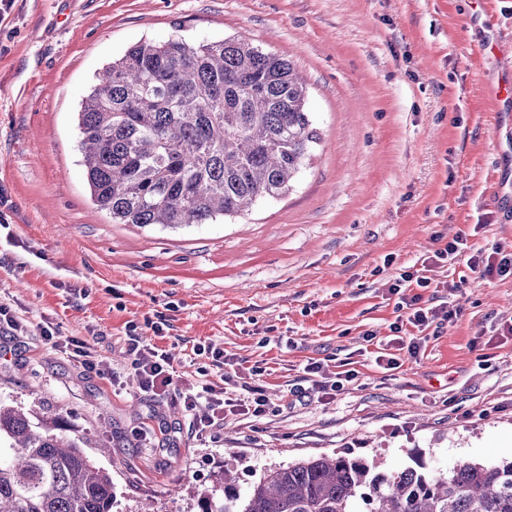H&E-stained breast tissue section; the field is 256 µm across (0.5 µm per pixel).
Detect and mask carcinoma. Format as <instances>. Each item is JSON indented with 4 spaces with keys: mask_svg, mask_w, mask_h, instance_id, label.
I'll return each mask as SVG.
<instances>
[{
    "mask_svg": "<svg viewBox=\"0 0 512 512\" xmlns=\"http://www.w3.org/2000/svg\"><path fill=\"white\" fill-rule=\"evenodd\" d=\"M95 204L114 224H210L286 193L320 140L291 60L238 39L143 41L99 70L78 112ZM60 413L0 402V512H112V474ZM201 512H512V460L388 473L347 455L266 470Z\"/></svg>",
    "mask_w": 512,
    "mask_h": 512,
    "instance_id": "obj_1",
    "label": "carcinoma"
}]
</instances>
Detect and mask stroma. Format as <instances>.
Segmentation results:
<instances>
[{"mask_svg":"<svg viewBox=\"0 0 512 512\" xmlns=\"http://www.w3.org/2000/svg\"><path fill=\"white\" fill-rule=\"evenodd\" d=\"M471 0H15L0 18V401L62 413L111 472L113 512H201L225 470L240 487L273 466L349 454L386 472L512 458V276L466 260L436 268L422 306L458 314L400 368L392 338L399 269L434 233L468 254L512 253L493 143L498 107L477 54ZM241 38L304 76L321 141L290 190L218 224L113 223L89 197L77 112L94 75L143 39ZM164 322L162 335L151 323ZM137 325L172 362V390L141 392L124 357ZM55 343L45 344L41 327ZM375 335L365 341V332ZM89 341L113 378L65 349ZM223 351L216 367L197 345ZM349 360L336 397L303 378ZM272 402L200 434L181 389L252 384Z\"/></svg>","mask_w":512,"mask_h":512,"instance_id":"stroma-1","label":"stroma"}]
</instances>
